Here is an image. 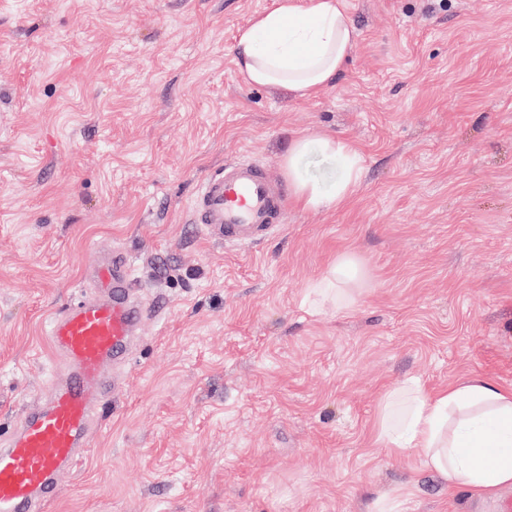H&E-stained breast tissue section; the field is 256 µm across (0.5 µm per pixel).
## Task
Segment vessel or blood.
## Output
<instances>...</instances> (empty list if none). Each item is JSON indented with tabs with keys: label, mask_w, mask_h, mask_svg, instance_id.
<instances>
[{
	"label": "vessel or blood",
	"mask_w": 512,
	"mask_h": 512,
	"mask_svg": "<svg viewBox=\"0 0 512 512\" xmlns=\"http://www.w3.org/2000/svg\"><path fill=\"white\" fill-rule=\"evenodd\" d=\"M288 194L264 167L236 160L209 176L192 204V221L208 238L250 243L274 234ZM93 292L70 304L49 324V338L66 367V382L50 401L29 410L18 431L0 442V512H41L56 473L73 465L88 445L109 362L123 357L146 314L130 296L128 257L113 252L96 274Z\"/></svg>",
	"instance_id": "b4317fda"
}]
</instances>
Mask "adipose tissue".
I'll list each match as a JSON object with an SVG mask.
<instances>
[{"label": "adipose tissue", "mask_w": 512, "mask_h": 512, "mask_svg": "<svg viewBox=\"0 0 512 512\" xmlns=\"http://www.w3.org/2000/svg\"><path fill=\"white\" fill-rule=\"evenodd\" d=\"M355 36L344 0H276L239 31L234 57L250 83L277 85L307 98L334 80ZM314 157L330 166V181L308 176L305 164ZM284 164L304 208L332 209L351 197L362 154L342 139L299 138ZM383 437L389 450L418 449L423 466L449 489L485 493L512 485L511 388L472 378L434 393L401 395Z\"/></svg>", "instance_id": "obj_1"}]
</instances>
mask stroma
Wrapping results in <instances>:
<instances>
[{"label":"stroma","mask_w":512,"mask_h":512,"mask_svg":"<svg viewBox=\"0 0 512 512\" xmlns=\"http://www.w3.org/2000/svg\"><path fill=\"white\" fill-rule=\"evenodd\" d=\"M275 0H0V440L64 369L48 328L95 262L132 254L162 312L105 369L89 445L45 512H499L381 438L392 392L512 388V0H346L356 39L298 99L252 85L241 28ZM362 153L350 200L289 199L224 246L203 180L280 183L302 136ZM352 304H317L337 258Z\"/></svg>","instance_id":"obj_1"}]
</instances>
